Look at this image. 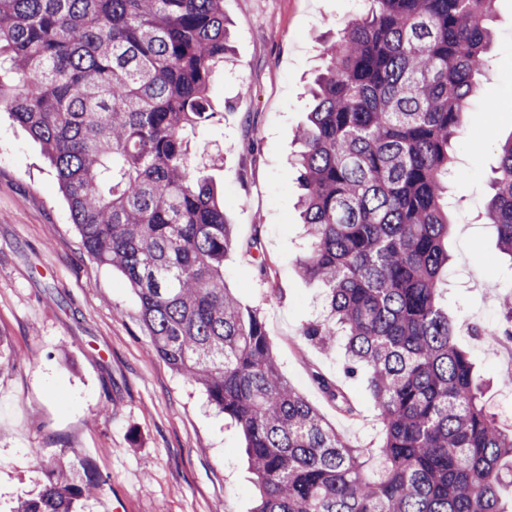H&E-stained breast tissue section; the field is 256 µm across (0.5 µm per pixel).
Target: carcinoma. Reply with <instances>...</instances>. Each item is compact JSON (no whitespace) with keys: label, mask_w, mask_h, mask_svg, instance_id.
<instances>
[{"label":"carcinoma","mask_w":512,"mask_h":512,"mask_svg":"<svg viewBox=\"0 0 512 512\" xmlns=\"http://www.w3.org/2000/svg\"><path fill=\"white\" fill-rule=\"evenodd\" d=\"M326 53L299 134L301 274L325 290L302 331L367 379L377 446L328 426L283 376L265 324L224 283L231 224L190 143L222 121L224 0H0V112L45 148L83 249L120 270L157 355L242 431L254 512H512V429L444 302L446 181L486 65L494 0H367ZM488 223L512 259V139ZM347 416L343 387L316 375ZM102 478L66 467L15 512H82Z\"/></svg>","instance_id":"carcinoma-1"}]
</instances>
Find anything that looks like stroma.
<instances>
[{"label":"stroma","instance_id":"stroma-1","mask_svg":"<svg viewBox=\"0 0 512 512\" xmlns=\"http://www.w3.org/2000/svg\"><path fill=\"white\" fill-rule=\"evenodd\" d=\"M363 0H224L232 52L212 95L222 126L196 144L198 162L221 187L234 246L224 282L258 308L284 377L351 444L365 445L375 408L364 379L343 374V352L300 331L320 287L296 260L307 250L290 164L307 121L308 88L324 46ZM489 70L466 125L484 150L453 145L449 191L452 263L448 308L458 342L485 382V399L512 424V347L473 336L492 325L512 288V258L486 220L499 148L512 138V0H496ZM260 241L268 276L252 268ZM340 381L357 409L340 414L315 377ZM92 469L102 492L87 512H252L259 489L238 428L204 390L153 350L138 298L123 275L87 255L41 144L0 112V512L46 483L51 465Z\"/></svg>","mask_w":512,"mask_h":512}]
</instances>
